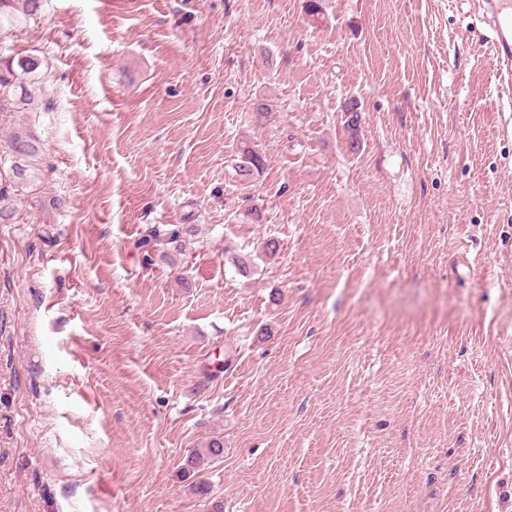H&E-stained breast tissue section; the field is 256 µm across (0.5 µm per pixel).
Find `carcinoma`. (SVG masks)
I'll use <instances>...</instances> for the list:
<instances>
[{
    "mask_svg": "<svg viewBox=\"0 0 512 512\" xmlns=\"http://www.w3.org/2000/svg\"><path fill=\"white\" fill-rule=\"evenodd\" d=\"M43 0H0V30L9 32L21 26L29 18L41 13ZM44 60L31 52L9 53L0 57V112H16L32 109L35 103L36 85ZM11 152L10 179L12 186H24L32 181L40 142L36 133L25 127L10 130L6 135ZM265 169L261 154L246 146L241 149L237 174L241 180L253 181ZM17 209L12 194L0 188V223L9 224ZM197 232L194 224H147L133 240L132 248L151 264L159 258L174 262L172 252H181L184 238ZM224 454V441L214 437L203 447L195 449L187 460L192 471L199 473L213 460Z\"/></svg>",
    "mask_w": 512,
    "mask_h": 512,
    "instance_id": "obj_1",
    "label": "carcinoma"
}]
</instances>
